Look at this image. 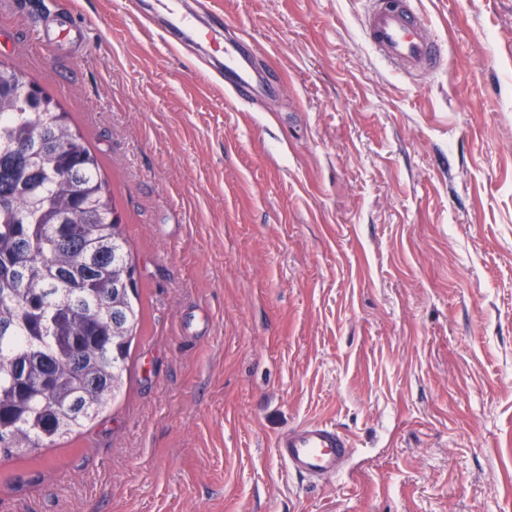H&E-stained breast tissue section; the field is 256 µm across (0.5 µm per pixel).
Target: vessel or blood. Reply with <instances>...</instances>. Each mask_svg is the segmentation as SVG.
<instances>
[{
  "label": "vessel or blood",
  "instance_id": "vessel-or-blood-1",
  "mask_svg": "<svg viewBox=\"0 0 512 512\" xmlns=\"http://www.w3.org/2000/svg\"><path fill=\"white\" fill-rule=\"evenodd\" d=\"M166 10L169 14L168 34H192L191 22L181 12L176 0H168ZM363 25L372 46L402 68L408 69L424 61L438 65L444 59L440 46L416 24L409 0H401L395 6L387 4L386 0H372ZM75 31V26L70 23L42 22L39 42L43 51L57 52ZM247 48V43L241 41H231L224 46V56L218 65L224 73V87L229 92H239L252 81L251 73L243 66ZM349 448L347 435L320 420L290 428L275 442L277 454L291 471L314 480L335 478Z\"/></svg>",
  "mask_w": 512,
  "mask_h": 512
}]
</instances>
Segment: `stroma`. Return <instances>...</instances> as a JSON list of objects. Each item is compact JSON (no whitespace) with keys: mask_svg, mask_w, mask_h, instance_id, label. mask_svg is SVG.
<instances>
[{"mask_svg":"<svg viewBox=\"0 0 512 512\" xmlns=\"http://www.w3.org/2000/svg\"><path fill=\"white\" fill-rule=\"evenodd\" d=\"M258 47L233 100L125 0H0V62L101 160L142 321L82 433L0 457V512H512V0H414L411 74L369 0H186ZM85 31L43 55L37 11ZM327 420L329 482L277 455ZM387 0H373L363 25L372 46L387 60L404 69L429 61L439 66L444 59L441 47L419 27L407 0L391 6Z\"/></svg>","mask_w":512,"mask_h":512,"instance_id":"1","label":"stroma"}]
</instances>
